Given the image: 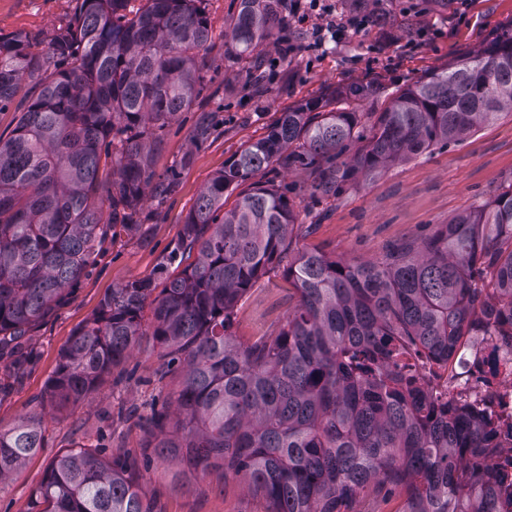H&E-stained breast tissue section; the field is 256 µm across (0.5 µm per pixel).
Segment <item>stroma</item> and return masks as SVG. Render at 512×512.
Masks as SVG:
<instances>
[{
  "label": "stroma",
  "mask_w": 512,
  "mask_h": 512,
  "mask_svg": "<svg viewBox=\"0 0 512 512\" xmlns=\"http://www.w3.org/2000/svg\"><path fill=\"white\" fill-rule=\"evenodd\" d=\"M366 0L369 25L347 31L320 49L312 48V25L299 23L293 0H280L286 31L263 40L247 58H225L223 45L239 0H204L212 40L206 88L196 103L179 112L152 145L156 179L175 176L164 200L146 198L139 230L101 240L93 261L65 296L18 343L29 354L24 371L11 355L0 356V431L39 416L43 446L10 477L0 481V512H28L32 491L60 452L77 445L100 447L138 462L135 477L145 499L159 512H267L268 503L249 491L242 476L214 468L200 476L185 463H172L144 449L143 433L124 416L129 407L147 414L170 411L180 388V369L158 377L159 347L144 338L128 360L113 369L90 397L59 412L46 398L59 355L75 330L97 310L112 289L133 278H158L176 269L174 255L183 225L201 193L227 160L262 138L283 112L351 85L378 83L385 93L373 100L381 111L389 92L444 67L462 54L481 50L496 26L512 22V0ZM77 0H0V36L23 35L33 53L46 52L74 19ZM292 52H284L283 40ZM261 64L264 82L255 89L251 73ZM215 132L193 147L190 134L201 112ZM188 165H181L182 157ZM258 181L292 188L298 220L290 255L317 250L342 261H366L388 249L431 237L462 211L491 200L512 180V115L498 119L445 147L396 163L368 180L345 183L333 197L310 193L309 171L266 169ZM287 263L262 276L240 299L233 331L245 345L276 336L298 304Z\"/></svg>",
  "instance_id": "stroma-1"
}]
</instances>
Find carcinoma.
Listing matches in <instances>:
<instances>
[{
	"instance_id": "obj_1",
	"label": "carcinoma",
	"mask_w": 512,
	"mask_h": 512,
	"mask_svg": "<svg viewBox=\"0 0 512 512\" xmlns=\"http://www.w3.org/2000/svg\"><path fill=\"white\" fill-rule=\"evenodd\" d=\"M200 2L146 0L129 18L125 0H81L75 25L42 56L22 36L0 39V112L23 77L34 83L13 133L0 137V349L81 277L95 243L139 226L153 179L149 141L205 88L211 35ZM277 22L278 0H240L225 55L251 54ZM379 93L349 87L311 100L225 163L183 225L179 249L194 261L161 283L143 277L112 289L62 349L51 404L88 398L151 336L161 368L177 363L182 378L174 415L138 417L148 447L197 472L243 475L269 512H353L372 484L403 488L404 512H512V476L486 459L499 425L422 396L407 348L445 362L481 326L512 343V181L430 238L376 260L298 253L287 273L299 301L280 333L243 347L232 332L240 298L281 261L297 220L286 191L253 178L272 164L305 169L312 193L331 196L512 115V27L396 90L370 124L362 101ZM211 134L204 113L192 142ZM248 181L224 210V196ZM41 447L37 416L0 431V480ZM136 467L70 448L28 512H160L142 497Z\"/></svg>"
}]
</instances>
